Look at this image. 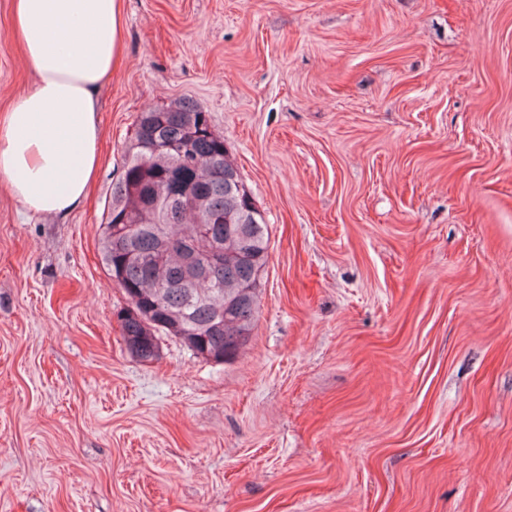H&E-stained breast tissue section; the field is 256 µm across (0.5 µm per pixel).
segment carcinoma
Wrapping results in <instances>:
<instances>
[{"instance_id":"carcinoma-1","label":"carcinoma","mask_w":512,"mask_h":512,"mask_svg":"<svg viewBox=\"0 0 512 512\" xmlns=\"http://www.w3.org/2000/svg\"><path fill=\"white\" fill-rule=\"evenodd\" d=\"M209 113L183 99L144 112L105 203V224L122 217L124 235L103 234L107 274L121 269L124 290L139 295L137 313L120 319L124 340L143 336L206 339L236 353L249 339L260 308L259 277L269 237L224 137L199 133ZM200 224L224 248L212 277H198L181 260L180 245L196 240Z\"/></svg>"}]
</instances>
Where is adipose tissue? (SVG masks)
<instances>
[{"label": "adipose tissue", "mask_w": 512, "mask_h": 512, "mask_svg": "<svg viewBox=\"0 0 512 512\" xmlns=\"http://www.w3.org/2000/svg\"><path fill=\"white\" fill-rule=\"evenodd\" d=\"M15 31L36 79L0 119V184L63 217L99 167L98 93L121 58L122 0H15Z\"/></svg>", "instance_id": "ef3b65f1"}]
</instances>
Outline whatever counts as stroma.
<instances>
[{
	"label": "stroma",
	"instance_id": "obj_1",
	"mask_svg": "<svg viewBox=\"0 0 512 512\" xmlns=\"http://www.w3.org/2000/svg\"><path fill=\"white\" fill-rule=\"evenodd\" d=\"M0 0V114L33 75ZM99 172L0 185V512H512V0H123ZM268 224L236 358L134 357L99 254L141 112Z\"/></svg>",
	"mask_w": 512,
	"mask_h": 512
}]
</instances>
